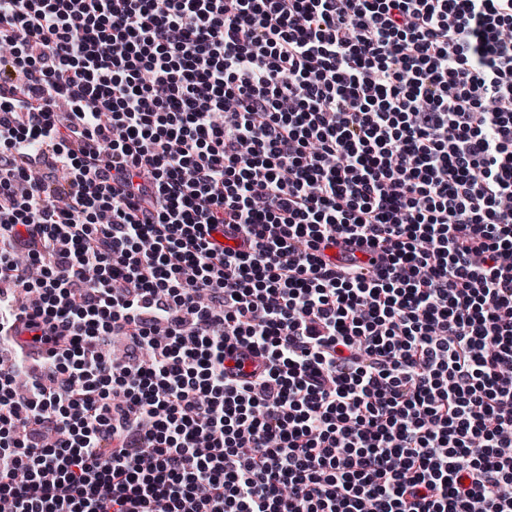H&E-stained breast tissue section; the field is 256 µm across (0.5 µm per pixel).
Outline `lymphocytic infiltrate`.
Masks as SVG:
<instances>
[{
	"label": "lymphocytic infiltrate",
	"instance_id": "1",
	"mask_svg": "<svg viewBox=\"0 0 512 512\" xmlns=\"http://www.w3.org/2000/svg\"><path fill=\"white\" fill-rule=\"evenodd\" d=\"M0 41V512H512V0Z\"/></svg>",
	"mask_w": 512,
	"mask_h": 512
}]
</instances>
